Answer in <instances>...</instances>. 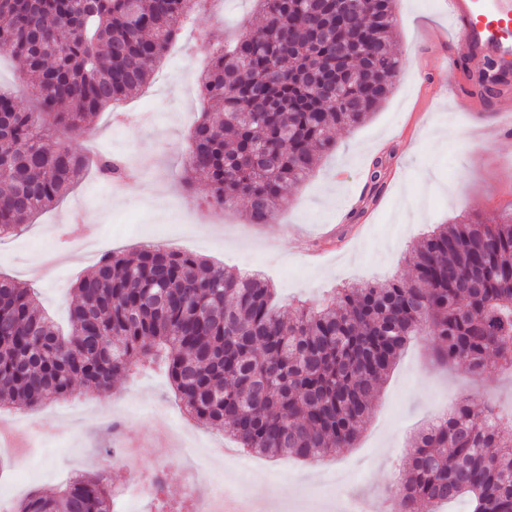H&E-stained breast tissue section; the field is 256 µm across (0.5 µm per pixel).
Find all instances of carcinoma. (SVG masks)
<instances>
[{
	"instance_id": "carcinoma-1",
	"label": "carcinoma",
	"mask_w": 512,
	"mask_h": 512,
	"mask_svg": "<svg viewBox=\"0 0 512 512\" xmlns=\"http://www.w3.org/2000/svg\"><path fill=\"white\" fill-rule=\"evenodd\" d=\"M0 0V51L22 61L40 112L0 88V238L52 207L95 163L103 182L126 175L92 160L62 132L114 110L149 82L185 21L208 0ZM264 23L213 48L186 179L211 187L219 208L248 202L268 220L284 190L304 181L334 132L364 122L402 69L394 0H255ZM409 279L349 283L284 317L275 289L199 255L149 246L107 251L74 286L60 333L38 292L0 280V399L33 408L50 398L110 391L145 364L164 369L196 422L267 457L311 461L352 448L396 360L428 336L445 365L475 378L495 358L512 369V210L441 224L403 257ZM394 512L465 501L470 512H512V417L491 398L461 396L410 440ZM16 512H112L106 473L35 492Z\"/></svg>"
}]
</instances>
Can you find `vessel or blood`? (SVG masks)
Returning a JSON list of instances; mask_svg holds the SVG:
<instances>
[{"label": "vessel or blood", "instance_id": "vessel-or-blood-1", "mask_svg": "<svg viewBox=\"0 0 512 512\" xmlns=\"http://www.w3.org/2000/svg\"><path fill=\"white\" fill-rule=\"evenodd\" d=\"M450 16L453 29L464 40L474 64L464 69L454 58L449 65L468 85L464 104L475 112L479 109L478 90L485 82V63L512 57V0H450ZM494 112L499 117L512 112L510 71L501 74Z\"/></svg>", "mask_w": 512, "mask_h": 512}]
</instances>
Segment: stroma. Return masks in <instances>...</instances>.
Listing matches in <instances>:
<instances>
[{
  "label": "stroma",
  "instance_id": "obj_1",
  "mask_svg": "<svg viewBox=\"0 0 512 512\" xmlns=\"http://www.w3.org/2000/svg\"><path fill=\"white\" fill-rule=\"evenodd\" d=\"M401 73L364 123L338 130L336 146L313 175L289 188L267 223L245 218L246 202L212 207L203 182L184 185L186 137L200 105L180 74L210 43L257 27L252 0H218L194 13L165 60L127 111L151 109L153 121L117 125L109 112L89 120L91 134L73 142L116 157L143 158L136 179L101 186L87 171L53 207L18 235L0 239V275L36 288L46 311L66 324L78 278L101 250L134 253L146 245L192 252L240 272L253 264L271 281L284 313L297 300L318 304L345 281L409 276L402 255L436 225L463 214L492 221L512 208V140L462 111L468 89L448 72V55L465 57L453 39L448 0H395ZM207 32L210 43L197 39ZM381 174L372 182V171ZM428 337L407 345L373 401L355 447L318 462L241 456L222 433L189 420L165 373L155 367L117 382L107 396L80 394L15 411L22 445L0 446V498L15 505L29 493L64 486L73 476L106 471L120 507L131 512H190L189 491L209 498L234 482L243 497L263 489L275 512H336L347 496L367 512H390L385 469L399 467L415 430L449 398L491 397L512 415V373L492 366L480 379L464 367L437 364ZM135 442V455L106 463L104 449Z\"/></svg>",
  "mask_w": 512,
  "mask_h": 512
}]
</instances>
